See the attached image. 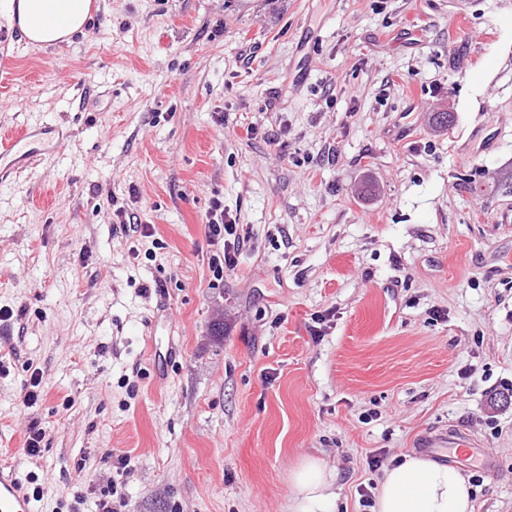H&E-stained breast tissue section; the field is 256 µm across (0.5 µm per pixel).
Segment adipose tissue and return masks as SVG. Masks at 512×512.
Instances as JSON below:
<instances>
[{
    "mask_svg": "<svg viewBox=\"0 0 512 512\" xmlns=\"http://www.w3.org/2000/svg\"><path fill=\"white\" fill-rule=\"evenodd\" d=\"M93 0H0V20L39 49L71 44L91 18ZM294 512H337L334 476L305 460L290 476ZM374 512H474L471 487L454 466L406 456L386 468Z\"/></svg>",
    "mask_w": 512,
    "mask_h": 512,
    "instance_id": "ef3b65f1",
    "label": "adipose tissue"
}]
</instances>
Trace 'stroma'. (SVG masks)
I'll list each match as a JSON object with an SVG mask.
<instances>
[{
    "mask_svg": "<svg viewBox=\"0 0 512 512\" xmlns=\"http://www.w3.org/2000/svg\"><path fill=\"white\" fill-rule=\"evenodd\" d=\"M95 4L58 48L0 24V131L62 138L0 185V460L34 512H293L310 457L372 512L368 458L452 426L474 512H512V0ZM214 198L246 238L220 277Z\"/></svg>",
    "mask_w": 512,
    "mask_h": 512,
    "instance_id": "stroma-1",
    "label": "stroma"
}]
</instances>
